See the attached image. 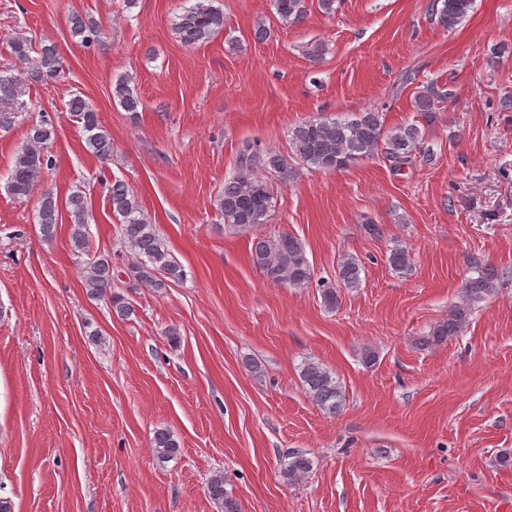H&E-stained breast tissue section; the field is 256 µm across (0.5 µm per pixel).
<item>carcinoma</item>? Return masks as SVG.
I'll return each instance as SVG.
<instances>
[{
	"label": "carcinoma",
	"mask_w": 512,
	"mask_h": 512,
	"mask_svg": "<svg viewBox=\"0 0 512 512\" xmlns=\"http://www.w3.org/2000/svg\"><path fill=\"white\" fill-rule=\"evenodd\" d=\"M473 6V0H431V15L446 29L455 27ZM277 16L283 22H299L305 16V0H273ZM224 29V12L213 6L212 0H196L183 8L175 23L180 42L194 47L208 41ZM71 37L84 45L100 41L101 25L86 15L72 17ZM13 59L22 67L23 79L0 73V127L14 123L15 113L10 104L25 93V86H46L62 76L61 57L53 42H39L23 33L10 37ZM112 97L124 111L136 115L141 100L130 86V81L118 79L112 84ZM451 97V91H438L431 86L415 100L418 111L431 113L437 102ZM68 109L77 117L84 138L85 149L101 159L112 154V137L98 118V113L79 95L68 101ZM56 137V128L49 119L31 126L26 144L15 154L9 170L7 191L16 199H27L39 175L52 164L49 145ZM290 149L297 159L311 168L324 171L344 170L363 158L376 153L395 166L411 165L421 160L433 162L434 153L424 148L423 136L415 124L401 126L384 134L378 112H363L353 120L315 119L303 121L289 131ZM289 176L288 159L274 151L263 150L255 142L244 141L237 157L234 174L224 181V192L218 199L224 223L238 231H251L265 223L273 207V196L264 174ZM108 202L112 215L119 221L120 237L124 248L132 255L122 273L136 285L160 292L171 283L183 281L185 270L174 260L165 239L152 224L136 196L119 180L108 188ZM66 210L70 217L69 239L74 255L83 258L82 284L96 297H109L117 316L128 319L135 314L132 302L112 293L115 277L112 257L92 253L87 232V202L85 196L75 192L67 198ZM60 205L54 192L44 191L38 198L37 223L46 240L57 234ZM251 261L263 276L274 284L304 288L314 279V269L303 243L295 236L284 233L277 237H253ZM389 266L399 274L411 269L408 251L397 245L390 249ZM361 265L352 256H346L338 266L337 283L320 282L323 304L334 309L338 304L336 285L356 288L361 282ZM502 273L493 266L478 271L461 287L462 300L448 311V318L436 324L423 339L425 346H438L461 335L469 325L475 304L484 300L495 289ZM300 379L312 402L329 416L338 414L345 402V392L338 380L322 365L308 362L300 371ZM179 443L167 430H158L153 438V454L160 463L176 456ZM313 460L303 451L288 454L281 470L289 483L306 477ZM210 499L221 512H239V504L224 486V476L213 475L207 484Z\"/></svg>",
	"instance_id": "obj_1"
}]
</instances>
